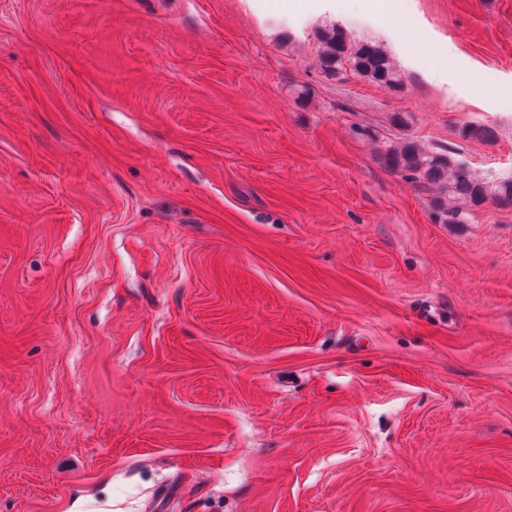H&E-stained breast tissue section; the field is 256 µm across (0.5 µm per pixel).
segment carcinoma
Returning a JSON list of instances; mask_svg holds the SVG:
<instances>
[{"mask_svg":"<svg viewBox=\"0 0 512 512\" xmlns=\"http://www.w3.org/2000/svg\"><path fill=\"white\" fill-rule=\"evenodd\" d=\"M319 42V63L323 70L334 75L348 72L372 83L403 88L400 73L379 46L353 45L338 28L321 33ZM458 136L463 140L488 141L493 131L483 124L466 123L459 127ZM380 153L391 171L423 189L439 190L434 196L433 214L441 224L467 223L469 208L489 198L512 203V175L494 182L477 179L450 150L437 151L415 140L400 138L387 142Z\"/></svg>","mask_w":512,"mask_h":512,"instance_id":"cac0c4a2","label":"carcinoma"}]
</instances>
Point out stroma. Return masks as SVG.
<instances>
[{
	"instance_id": "obj_1",
	"label": "stroma",
	"mask_w": 512,
	"mask_h": 512,
	"mask_svg": "<svg viewBox=\"0 0 512 512\" xmlns=\"http://www.w3.org/2000/svg\"><path fill=\"white\" fill-rule=\"evenodd\" d=\"M403 133L512 173V0H0V512H512V204ZM319 63L323 70L334 75L349 72L363 80L403 88V79L387 54L369 43L351 44L341 29L333 28L319 36ZM385 166L426 190H439L434 196L433 214L441 224H464L469 208L492 198L512 204V175L494 182L475 178L455 153L437 151L419 142L400 138L380 148Z\"/></svg>"
}]
</instances>
